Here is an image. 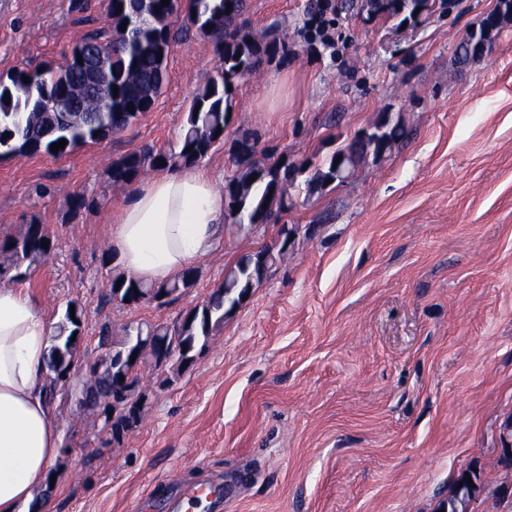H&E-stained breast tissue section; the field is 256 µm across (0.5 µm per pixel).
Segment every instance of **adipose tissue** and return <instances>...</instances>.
I'll use <instances>...</instances> for the list:
<instances>
[{"label": "adipose tissue", "mask_w": 512, "mask_h": 512, "mask_svg": "<svg viewBox=\"0 0 512 512\" xmlns=\"http://www.w3.org/2000/svg\"><path fill=\"white\" fill-rule=\"evenodd\" d=\"M224 199L201 170L143 180L106 227V247L132 277L169 281L214 251ZM52 323L26 288L0 286V512H22L46 481L59 433L42 387Z\"/></svg>", "instance_id": "adipose-tissue-1"}]
</instances>
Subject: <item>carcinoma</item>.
Listing matches in <instances>:
<instances>
[{
    "instance_id": "1",
    "label": "carcinoma",
    "mask_w": 512,
    "mask_h": 512,
    "mask_svg": "<svg viewBox=\"0 0 512 512\" xmlns=\"http://www.w3.org/2000/svg\"><path fill=\"white\" fill-rule=\"evenodd\" d=\"M423 8L422 0H306L303 24L296 35L307 45H318L336 60L341 49L336 47V29L353 15L366 18H401L406 22L414 12ZM247 0H112V38L93 33L83 38L81 47L91 48L102 41H112V57L107 69L118 96L110 97L105 112H36L35 106L44 98L72 90L81 81V72L72 60L58 69L43 71L17 69L8 75V83H0V157L24 154L51 153L50 146L62 139L66 146L56 155L63 156L75 148L102 141L126 128L143 112L151 109L164 85L170 80L167 57L173 43L186 35L182 29L172 28V18L185 12L190 26L201 34L213 37L219 46L221 70L211 78L190 103L179 149L154 150L146 148L129 153L112 163L108 176L112 183L130 184L147 169L190 167L197 164L224 134L217 128H226L228 110L232 109L233 92L228 85L259 68L265 62L288 56V42L281 38V23L272 22L260 33L251 29L245 18ZM512 21V0H497L496 7L480 21L478 36L460 41L455 48V61L465 64L474 52L473 40L482 39L488 29L498 35L503 25ZM126 29H121L122 24ZM212 28H207V25ZM29 77L24 82L23 77ZM376 139L354 138L338 148L320 165L305 160L290 162L275 152L259 147V137L243 132L231 141L230 155L237 172L224 183V224L240 228L244 224H266L288 212L287 186L303 178L306 192L321 193L326 187L351 177L368 157L379 159L394 145L406 138L402 122L383 112L375 121ZM257 176L253 182L252 176ZM51 242L44 225L32 223L17 237L0 241V280H16L24 273L21 267L46 259L52 248H44L41 241ZM278 249L263 248L241 256L224 274L223 283L200 307L192 309L196 318L184 321L172 330L156 324L146 329L136 328L114 341L107 326L100 329L99 343L104 355L85 368L80 375L73 370L71 342L84 319L81 305L67 302L54 342L48 348L46 364L49 369H71L67 391L82 398L81 409L104 417L103 425L112 432V440L120 442L141 421L144 403L136 404L134 415H106V399L118 392L140 384L133 364L121 354L136 348L144 357L152 358L165 347L168 337L175 336L178 345L188 350L204 348L212 336L223 329L224 320L234 307L250 296L264 278L267 269L281 258ZM199 270L188 268L173 280L161 284H146L123 274L112 278L108 300L118 297L137 303L153 302L157 295L168 290L179 293L196 283ZM75 312H70V308ZM123 377L127 383L117 382Z\"/></svg>"
}]
</instances>
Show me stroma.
I'll list each match as a JSON object with an SVG mask.
<instances>
[{
	"label": "stroma",
	"mask_w": 512,
	"mask_h": 512,
	"mask_svg": "<svg viewBox=\"0 0 512 512\" xmlns=\"http://www.w3.org/2000/svg\"><path fill=\"white\" fill-rule=\"evenodd\" d=\"M304 0H248L254 30L283 23L289 52L240 79L228 135L257 133L288 159L321 162L372 123L409 137L349 182L289 188L298 234L195 363L139 368L140 425L113 443L44 372L59 431L47 512H177L216 485L203 512H444L459 471L480 472L473 512H512L499 459L512 417V25L491 57L459 67L455 47L496 0H459L448 16L345 24L336 63L295 34ZM109 0H0V76L58 65L109 29ZM221 67L213 38L190 34L167 58L171 79L149 112L60 159L0 158V239L45 225L50 256L27 270L40 311H85L76 369L96 360L101 326L177 325L243 254L277 227L225 233L197 284L170 302L107 298L120 265L103 264L105 227L132 186L113 161L177 146L192 97ZM81 194L88 207L74 210Z\"/></svg>",
	"instance_id": "1"
}]
</instances>
